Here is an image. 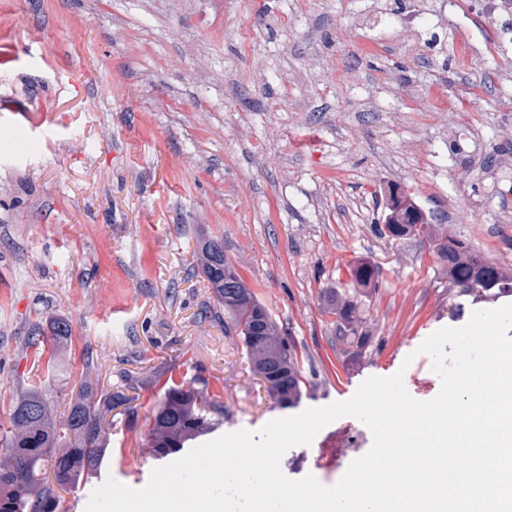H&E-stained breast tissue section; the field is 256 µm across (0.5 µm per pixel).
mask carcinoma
I'll return each mask as SVG.
<instances>
[{
    "label": "carcinoma",
    "instance_id": "1",
    "mask_svg": "<svg viewBox=\"0 0 512 512\" xmlns=\"http://www.w3.org/2000/svg\"><path fill=\"white\" fill-rule=\"evenodd\" d=\"M387 224L419 225L416 237L425 238L443 262L457 296L467 295L474 302L512 296L511 269L484 260L471 247L449 248L448 242L457 236L445 226L430 224L412 198L392 199ZM196 261L232 329L238 331L255 372L267 381L271 396L282 407L297 404L302 380L285 331L224 258V240L202 238ZM351 275L353 283L366 288L376 281L378 271L362 263L352 268ZM327 304L328 312L338 317L339 332L356 335L353 301L332 292ZM47 323L53 344L69 340L72 328L68 321L51 317ZM194 384L193 380L173 379L161 384L162 398L143 443L151 455L179 453L224 424V404ZM130 401L119 391L98 393L85 384L59 430L42 387L29 384L11 402L10 429L0 435V512H66L58 490L85 486L89 475L101 468L109 453L107 430L112 421L108 417Z\"/></svg>",
    "mask_w": 512,
    "mask_h": 512
}]
</instances>
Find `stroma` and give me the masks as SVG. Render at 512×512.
<instances>
[{
	"label": "stroma",
	"instance_id": "1",
	"mask_svg": "<svg viewBox=\"0 0 512 512\" xmlns=\"http://www.w3.org/2000/svg\"><path fill=\"white\" fill-rule=\"evenodd\" d=\"M17 112L34 151L13 139ZM403 194L512 269V16L445 0H0V429L23 379H45L58 422L84 381L129 383L99 478L138 489L162 464L142 443L169 378L207 380L223 435L399 371L434 398L416 350L474 306L453 315L427 243L386 232ZM205 236L285 329L297 405L275 403L228 328L196 265ZM359 263L371 287H352ZM331 290L354 301L362 344L339 340ZM51 316L71 338L34 350ZM372 443L344 416L281 469L332 486Z\"/></svg>",
	"mask_w": 512,
	"mask_h": 512
}]
</instances>
